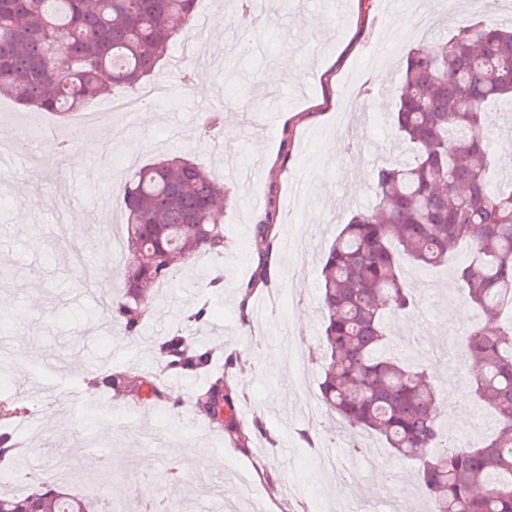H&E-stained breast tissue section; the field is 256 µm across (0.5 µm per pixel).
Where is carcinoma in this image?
I'll list each match as a JSON object with an SVG mask.
<instances>
[{"label":"carcinoma","mask_w":512,"mask_h":512,"mask_svg":"<svg viewBox=\"0 0 512 512\" xmlns=\"http://www.w3.org/2000/svg\"><path fill=\"white\" fill-rule=\"evenodd\" d=\"M197 0H0V95L24 107L68 115L114 87L137 89L153 76L163 52L188 32ZM393 111L406 161L373 173L376 203L343 225L323 258L320 303L323 371L319 399L345 430L378 436L400 458L417 464V480L434 512H512V188L489 178L490 104L512 101V28L483 20L411 50ZM224 186L182 156L149 162L124 182L115 203L125 215V244L137 262L123 272V292L106 303L112 320L134 335L142 299L173 281L179 265L224 250L216 212ZM456 271L463 298L490 320L464 338L463 356L476 366L475 398L490 408L497 432L450 447L438 390L423 367L392 338L391 322L415 304L403 261L428 269L460 245ZM168 375L212 370V350L191 336L166 337L157 348ZM159 396L150 377L113 372L94 382ZM196 408L249 452L252 430L238 419L236 386L214 376L195 394ZM22 402L0 399V473L23 466L14 419ZM94 512L86 499L52 485L25 495L0 492V512Z\"/></svg>","instance_id":"1"}]
</instances>
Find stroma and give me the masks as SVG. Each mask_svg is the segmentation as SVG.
I'll use <instances>...</instances> for the list:
<instances>
[{
    "mask_svg": "<svg viewBox=\"0 0 512 512\" xmlns=\"http://www.w3.org/2000/svg\"><path fill=\"white\" fill-rule=\"evenodd\" d=\"M409 0H257L249 27L229 22L234 0H199L206 31L220 42L174 66L172 45L157 77L170 87L167 103L137 117L131 135L98 127L103 154L81 166L50 146L14 157L22 180L0 182V339L15 349L0 378V398L25 401L16 421L26 465V487L44 472L65 467L58 487L94 503L98 512H145L137 488L171 492L173 512H389L394 499L425 512L414 462L400 459L375 435L337 427L319 400L318 359L324 314L319 302L322 257L351 213L375 203L372 170L396 159L392 111L402 82L400 60L435 42V27L410 25L395 41L390 31L408 18ZM433 19L456 31L464 20L512 18V0H432ZM388 74L373 83L374 72ZM209 85L208 96L184 89L182 78ZM224 113L223 133L201 132L204 112ZM492 150L501 169L494 183L512 182V107H499ZM210 171L228 190L217 218L224 251L198 256L173 282L148 293L156 313L136 335L112 329L97 286L86 285L68 256L74 239L89 246V261L108 265L107 237L122 235L123 215L113 196L140 165L173 149ZM38 198L28 221L16 210ZM276 226L266 247L255 234ZM459 257L434 270L407 267L415 307L393 324L418 364L433 375L451 439H471L496 428L476 401L465 368H454L467 323L477 312L461 298ZM269 283L246 294L259 269ZM225 272L224 289L208 293L210 275ZM280 297V312L255 315L257 305ZM212 314L187 322L201 299ZM218 353H240L251 369L237 379L240 415L261 419L267 436L250 453L233 448L189 396L205 378L169 377L172 405H137L127 393L93 389L111 369L146 374L160 368L156 343L175 330ZM315 434L313 444L302 431Z\"/></svg>",
    "mask_w": 512,
    "mask_h": 512,
    "instance_id": "35a3bbf8",
    "label": "stroma"
}]
</instances>
